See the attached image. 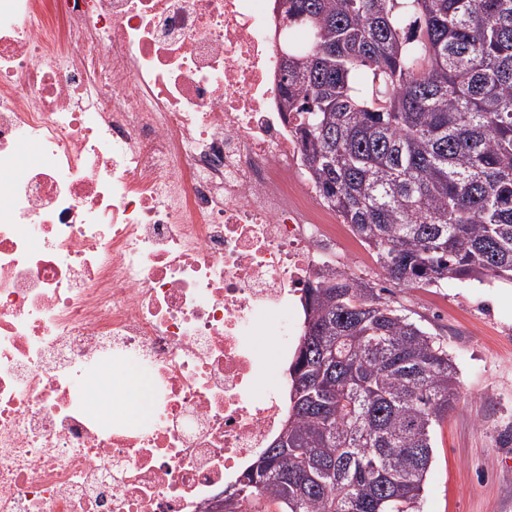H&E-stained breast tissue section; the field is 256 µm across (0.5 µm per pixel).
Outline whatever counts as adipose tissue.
Instances as JSON below:
<instances>
[{
	"label": "adipose tissue",
	"instance_id": "adipose-tissue-1",
	"mask_svg": "<svg viewBox=\"0 0 512 512\" xmlns=\"http://www.w3.org/2000/svg\"><path fill=\"white\" fill-rule=\"evenodd\" d=\"M90 406L107 418L116 413L127 418L144 416L149 407V385L134 371L122 372L115 380L107 379L95 385Z\"/></svg>",
	"mask_w": 512,
	"mask_h": 512
}]
</instances>
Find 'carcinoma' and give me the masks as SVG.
<instances>
[{
	"mask_svg": "<svg viewBox=\"0 0 512 512\" xmlns=\"http://www.w3.org/2000/svg\"><path fill=\"white\" fill-rule=\"evenodd\" d=\"M286 30L306 175L387 280L512 281V0H290ZM302 305L288 414L224 512H417L456 364L356 277Z\"/></svg>",
	"mask_w": 512,
	"mask_h": 512,
	"instance_id": "obj_1",
	"label": "carcinoma"
}]
</instances>
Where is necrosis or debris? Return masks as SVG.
<instances>
[{
	"mask_svg": "<svg viewBox=\"0 0 512 512\" xmlns=\"http://www.w3.org/2000/svg\"><path fill=\"white\" fill-rule=\"evenodd\" d=\"M279 34L276 0H0V512H214L278 433L293 298L360 245ZM105 363L146 419L91 410Z\"/></svg>",
	"mask_w": 512,
	"mask_h": 512,
	"instance_id": "4bbe7bcc",
	"label": "necrosis or debris"
}]
</instances>
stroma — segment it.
<instances>
[{
    "instance_id": "obj_1",
    "label": "stroma",
    "mask_w": 512,
    "mask_h": 512,
    "mask_svg": "<svg viewBox=\"0 0 512 512\" xmlns=\"http://www.w3.org/2000/svg\"><path fill=\"white\" fill-rule=\"evenodd\" d=\"M355 272L430 326L458 367L459 399L433 430L419 512H512V283L407 288L373 263Z\"/></svg>"
}]
</instances>
